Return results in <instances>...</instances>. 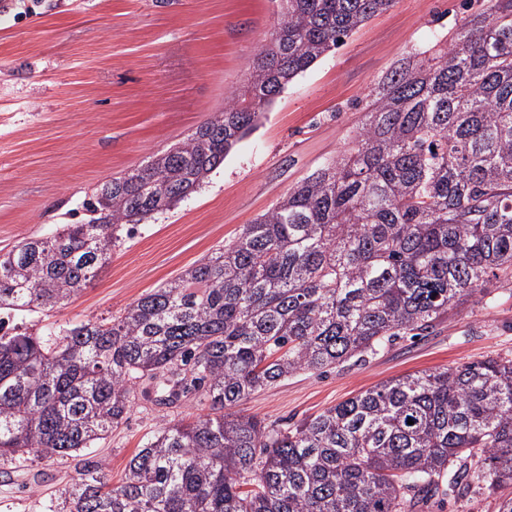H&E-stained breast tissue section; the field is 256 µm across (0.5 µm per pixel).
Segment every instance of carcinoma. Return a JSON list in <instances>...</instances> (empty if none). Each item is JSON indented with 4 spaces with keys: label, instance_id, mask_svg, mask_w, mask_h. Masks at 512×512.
<instances>
[{
    "label": "carcinoma",
    "instance_id": "cac0c4a2",
    "mask_svg": "<svg viewBox=\"0 0 512 512\" xmlns=\"http://www.w3.org/2000/svg\"><path fill=\"white\" fill-rule=\"evenodd\" d=\"M283 2L224 109L104 182L78 223L0 252V465L78 456L127 421L139 380L157 405L208 402L115 485L81 460L48 512H420L442 488H512V359L407 374L289 426L232 411L430 333L492 280L512 286V0L400 60L343 150L122 315L42 336L9 325L88 288L122 225L196 192L294 78L394 0Z\"/></svg>",
    "mask_w": 512,
    "mask_h": 512
}]
</instances>
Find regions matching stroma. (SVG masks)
Listing matches in <instances>:
<instances>
[{
	"label": "stroma",
	"instance_id": "obj_1",
	"mask_svg": "<svg viewBox=\"0 0 512 512\" xmlns=\"http://www.w3.org/2000/svg\"><path fill=\"white\" fill-rule=\"evenodd\" d=\"M283 12L281 0H0V249L79 222L103 182L186 141L247 85ZM468 12L467 0H395L289 83L197 192L123 233L82 294L15 323L40 334L118 316L237 238L343 148L362 118L359 101L398 60L451 38ZM499 358H512V290L491 282L432 333L397 337L362 362L298 372L240 411L293 424L394 377ZM201 409L139 399L91 455L120 480L160 428ZM79 466L68 457L9 468L0 512H46ZM496 509L481 489L433 498L422 512Z\"/></svg>",
	"mask_w": 512,
	"mask_h": 512
}]
</instances>
